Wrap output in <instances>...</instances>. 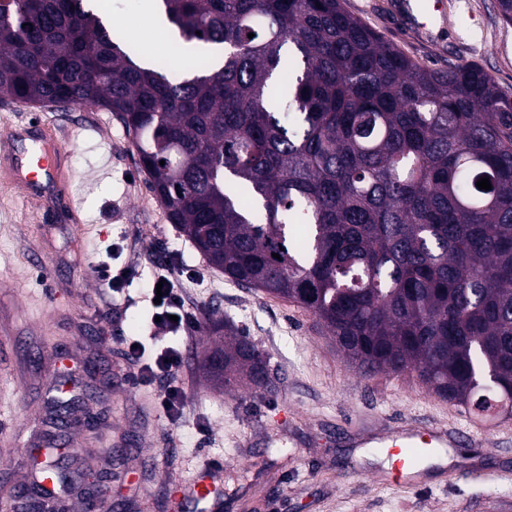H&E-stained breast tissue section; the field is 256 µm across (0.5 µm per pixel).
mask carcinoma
<instances>
[{
    "label": "carcinoma",
    "instance_id": "obj_1",
    "mask_svg": "<svg viewBox=\"0 0 512 512\" xmlns=\"http://www.w3.org/2000/svg\"><path fill=\"white\" fill-rule=\"evenodd\" d=\"M90 2L0 0V98L115 113L224 276L311 312L369 371L512 416V96L477 65L416 63L342 0H162L202 47L184 75ZM207 329L215 380L268 386L249 336Z\"/></svg>",
    "mask_w": 512,
    "mask_h": 512
}]
</instances>
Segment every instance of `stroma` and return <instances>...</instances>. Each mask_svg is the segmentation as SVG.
<instances>
[{"label":"stroma","mask_w":512,"mask_h":512,"mask_svg":"<svg viewBox=\"0 0 512 512\" xmlns=\"http://www.w3.org/2000/svg\"><path fill=\"white\" fill-rule=\"evenodd\" d=\"M398 0H343L384 40L431 69L482 67L512 93V24L497 0H446L433 36L410 29ZM50 123L68 149V221L57 199L0 187V485L30 470L31 449L71 441L81 487L104 480L112 512H201L180 485L222 462L221 512H512V418H478L436 396L417 373L348 362L315 317L226 278L171 224L118 117L89 106L0 100V130ZM121 274L117 288L95 265ZM169 271L197 311L190 337L153 324L150 284ZM216 313L263 350L269 389L225 391L206 363L204 322ZM146 356L182 347L181 419L156 406L160 386L129 380L119 337ZM463 429L445 466L394 482L380 446L398 423Z\"/></svg>","instance_id":"stroma-1"}]
</instances>
